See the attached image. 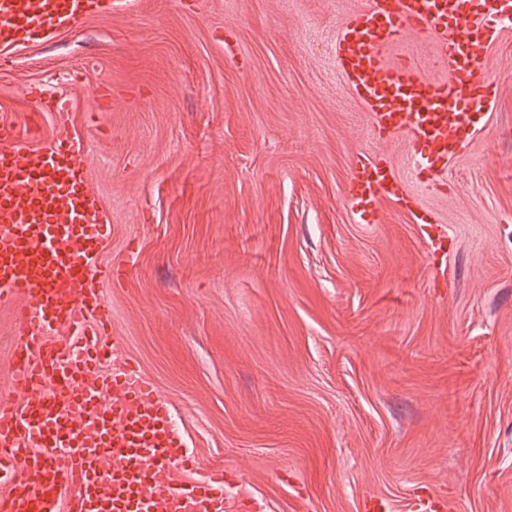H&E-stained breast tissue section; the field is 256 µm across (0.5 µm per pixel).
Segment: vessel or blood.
Wrapping results in <instances>:
<instances>
[{
  "label": "vessel or blood",
  "instance_id": "b4317fda",
  "mask_svg": "<svg viewBox=\"0 0 512 512\" xmlns=\"http://www.w3.org/2000/svg\"><path fill=\"white\" fill-rule=\"evenodd\" d=\"M113 0H0V51L45 41ZM512 24V0H366L344 20L336 62L383 138H407L428 190L483 130L496 87L483 53ZM433 46L435 78L414 57L385 63L406 37ZM357 223L404 181L359 155L349 179ZM111 227L88 166L64 138L23 143L0 119V304L12 305L15 402L0 403V512H227L224 473L193 476L171 403L133 366L110 370L102 284Z\"/></svg>",
  "mask_w": 512,
  "mask_h": 512
}]
</instances>
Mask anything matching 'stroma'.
<instances>
[{
	"label": "stroma",
	"mask_w": 512,
	"mask_h": 512,
	"mask_svg": "<svg viewBox=\"0 0 512 512\" xmlns=\"http://www.w3.org/2000/svg\"><path fill=\"white\" fill-rule=\"evenodd\" d=\"M361 3L115 0L1 54L0 114L23 132L31 92L68 100L40 134L88 159L112 331L229 503L512 512V26L487 127L431 192L338 73ZM360 154L435 225L393 202L356 223Z\"/></svg>",
	"instance_id": "obj_1"
}]
</instances>
